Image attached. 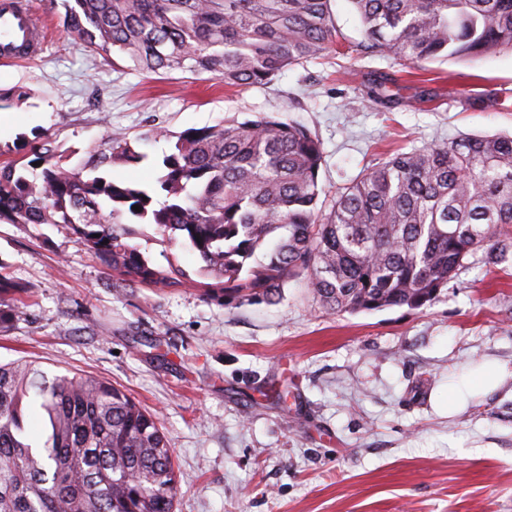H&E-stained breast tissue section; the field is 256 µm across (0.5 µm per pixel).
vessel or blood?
I'll return each instance as SVG.
<instances>
[{
    "label": "vessel or blood",
    "mask_w": 512,
    "mask_h": 512,
    "mask_svg": "<svg viewBox=\"0 0 512 512\" xmlns=\"http://www.w3.org/2000/svg\"><path fill=\"white\" fill-rule=\"evenodd\" d=\"M42 48V33L26 0H0V62L31 57Z\"/></svg>",
    "instance_id": "b4317fda"
}]
</instances>
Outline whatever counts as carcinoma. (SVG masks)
Segmentation results:
<instances>
[{"instance_id":"carcinoma-1","label":"carcinoma","mask_w":512,"mask_h":512,"mask_svg":"<svg viewBox=\"0 0 512 512\" xmlns=\"http://www.w3.org/2000/svg\"><path fill=\"white\" fill-rule=\"evenodd\" d=\"M330 2L51 0L90 54L115 50L147 74L228 87L266 85L333 49ZM350 2L362 47L409 65L512 53V0ZM69 160L44 144L31 162L1 163L0 222L62 224L131 286L189 283L226 304L273 303L304 277L330 314L417 310L467 256L482 250L499 265L512 250V136L398 153L324 199L321 142L264 114L184 130L155 186L105 175L143 160L122 132ZM127 214L180 232L201 261L195 276L151 264L130 243ZM32 390L49 427L41 446L24 435ZM177 484L156 418L124 391L71 371L50 378L25 360L0 364V512H173Z\"/></svg>"}]
</instances>
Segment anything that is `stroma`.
Here are the masks:
<instances>
[{"instance_id": "35a3bbf8", "label": "stroma", "mask_w": 512, "mask_h": 512, "mask_svg": "<svg viewBox=\"0 0 512 512\" xmlns=\"http://www.w3.org/2000/svg\"><path fill=\"white\" fill-rule=\"evenodd\" d=\"M28 2L47 45L0 65V162L45 143L77 161L124 132L144 159L109 175L150 185L181 131L262 113L319 138L332 192L416 147L512 135L511 53L432 62L429 82L412 83L357 51L350 0L331 3L343 52L238 88L85 55L48 0ZM375 82L392 105L368 101ZM134 230L152 264L197 270L185 241ZM0 272L27 288L24 316L0 326V363L85 371L155 414L179 476L174 512H512L511 265L467 257L418 310L329 315L301 279L274 303L227 307L194 286H128L58 226L1 222ZM485 359L506 365L502 385L441 411L449 373Z\"/></svg>"}]
</instances>
